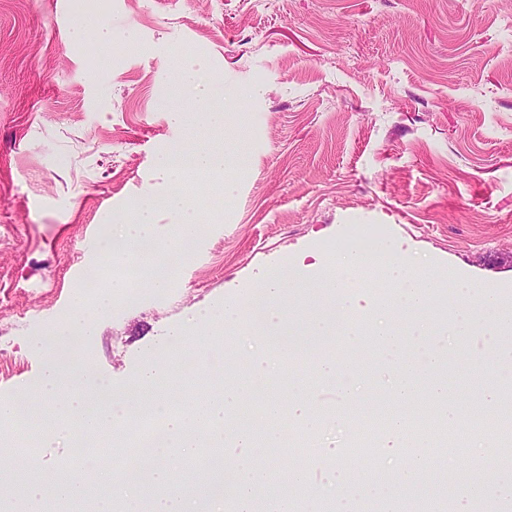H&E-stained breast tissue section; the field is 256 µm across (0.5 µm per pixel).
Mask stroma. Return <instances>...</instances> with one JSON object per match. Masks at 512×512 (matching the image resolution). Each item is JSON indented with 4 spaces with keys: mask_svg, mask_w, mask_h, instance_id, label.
<instances>
[{
    "mask_svg": "<svg viewBox=\"0 0 512 512\" xmlns=\"http://www.w3.org/2000/svg\"><path fill=\"white\" fill-rule=\"evenodd\" d=\"M80 3L0 0V400L39 380L40 338L70 315L100 241L162 188L157 158L178 144L220 142L239 164L220 182L197 175L210 222L165 293L88 309L82 356L113 384L197 311L314 254L377 245L478 289L512 286V0H106L104 46ZM189 60L224 83L223 140L205 114L170 120ZM448 343V401L478 416L479 384L507 371L480 337ZM262 350L205 335L191 369L235 375ZM336 355L354 361L360 394L309 387L339 419L322 425L290 512H324L319 491L342 474L354 512H377L378 486L414 512H459V491L484 486L483 512H500L490 489L512 452L491 424L468 445L352 454L341 417L385 412L397 374L370 336Z\"/></svg>",
    "mask_w": 512,
    "mask_h": 512,
    "instance_id": "obj_1",
    "label": "stroma"
}]
</instances>
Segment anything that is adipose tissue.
Returning <instances> with one entry per match:
<instances>
[{
  "label": "adipose tissue",
  "instance_id": "ef3b65f1",
  "mask_svg": "<svg viewBox=\"0 0 512 512\" xmlns=\"http://www.w3.org/2000/svg\"><path fill=\"white\" fill-rule=\"evenodd\" d=\"M179 80L188 91L197 108L208 109L209 124L214 132L224 130V115L210 111L209 106L217 92L216 82L208 75L203 63H185L179 73ZM235 162L234 155L220 147H199L187 152L174 147L163 152L159 160V171L166 184L162 192L138 201L128 223L115 225L112 234L100 246L101 261L108 266L122 267L129 262L144 266L140 280L152 291L163 292L169 286L172 266L185 254L186 243L195 242L199 237L202 215L196 203L192 202L178 187L181 168L189 167L205 174L220 176ZM166 213L174 216L180 229L176 243H166L159 235L156 218ZM294 394L288 403L268 400L264 418L269 421L267 442L277 446L281 440L278 424L281 418L305 427L321 423L322 417L303 398L305 388L303 376L292 380ZM13 465L0 468V497H20L23 512H48L49 502L82 500L87 485L82 477L73 475L64 481L45 484L40 474L43 470L41 458L31 451L14 452Z\"/></svg>",
  "mask_w": 512,
  "mask_h": 512
}]
</instances>
